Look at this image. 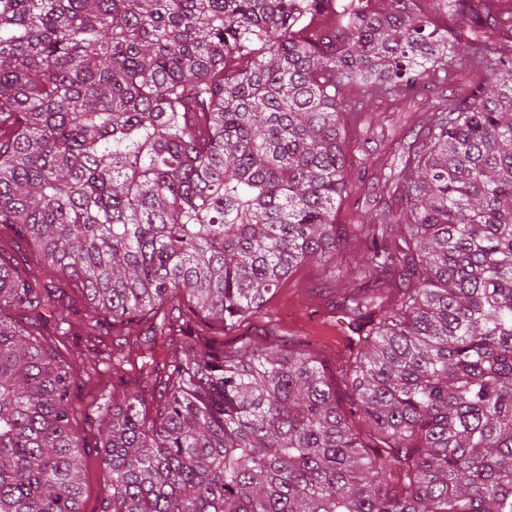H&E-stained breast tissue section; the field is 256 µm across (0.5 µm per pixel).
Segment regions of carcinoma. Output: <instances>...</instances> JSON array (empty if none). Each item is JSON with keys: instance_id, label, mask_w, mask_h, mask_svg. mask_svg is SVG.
Listing matches in <instances>:
<instances>
[{"instance_id": "1", "label": "carcinoma", "mask_w": 512, "mask_h": 512, "mask_svg": "<svg viewBox=\"0 0 512 512\" xmlns=\"http://www.w3.org/2000/svg\"><path fill=\"white\" fill-rule=\"evenodd\" d=\"M0 0V512H81L72 389L97 404L102 512H512V27L497 0ZM465 16L467 55L436 11ZM324 10L337 25L311 30ZM477 68L401 170L398 224H369L344 410L316 353L234 354L227 329L296 267L336 262L347 193L339 87L397 92ZM63 281L81 284L80 324ZM144 325L73 363L57 344Z\"/></svg>"}]
</instances>
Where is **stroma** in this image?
<instances>
[{"label": "stroma", "mask_w": 512, "mask_h": 512, "mask_svg": "<svg viewBox=\"0 0 512 512\" xmlns=\"http://www.w3.org/2000/svg\"><path fill=\"white\" fill-rule=\"evenodd\" d=\"M482 84L476 69L436 71L427 83L420 109L407 112L399 95L368 96L361 88H342L339 94L345 119V171L350 190L336 203L335 264H306L293 271L261 311L231 329L200 326L205 338L237 351L265 341L283 349H318L331 376L358 347V335L338 308L341 295L359 284L365 262L364 227L375 218L398 215L403 207L398 189L401 147L413 142L429 121L440 97L462 98ZM99 420L79 418L77 429L86 440L82 449L84 491L81 512H101L111 492L112 474L100 449Z\"/></svg>", "instance_id": "1"}]
</instances>
